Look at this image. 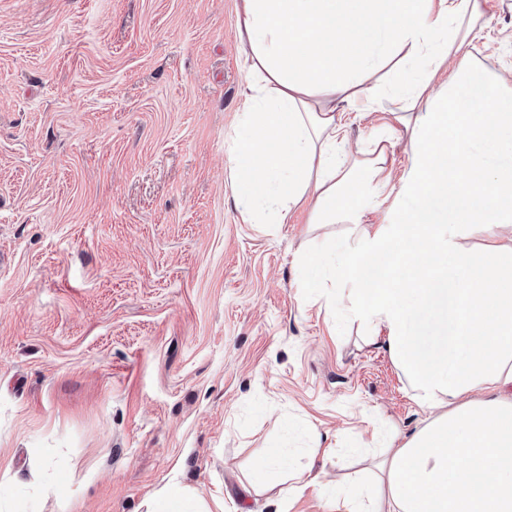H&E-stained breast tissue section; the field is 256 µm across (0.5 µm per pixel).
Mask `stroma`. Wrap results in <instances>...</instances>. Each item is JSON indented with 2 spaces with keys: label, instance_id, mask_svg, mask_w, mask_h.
Segmentation results:
<instances>
[{
  "label": "stroma",
  "instance_id": "1",
  "mask_svg": "<svg viewBox=\"0 0 512 512\" xmlns=\"http://www.w3.org/2000/svg\"><path fill=\"white\" fill-rule=\"evenodd\" d=\"M449 59L512 75V0ZM247 82L237 0H0V512H147L169 484L278 512L274 451L319 485L287 512H347L390 430L427 417L341 299L307 287L361 235L242 219L227 141ZM346 113L368 148L384 113ZM362 218L412 207L410 134Z\"/></svg>",
  "mask_w": 512,
  "mask_h": 512
}]
</instances>
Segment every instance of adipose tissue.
I'll return each mask as SVG.
<instances>
[{
  "instance_id": "ef3b65f1",
  "label": "adipose tissue",
  "mask_w": 512,
  "mask_h": 512,
  "mask_svg": "<svg viewBox=\"0 0 512 512\" xmlns=\"http://www.w3.org/2000/svg\"><path fill=\"white\" fill-rule=\"evenodd\" d=\"M237 14L249 92L231 175L278 223L308 200L311 223H359L365 187L390 180L383 139L364 157L337 153V103L427 102L403 185L416 204L392 235L369 236L346 310L432 416L348 490L351 512H512V243L464 244L474 228L512 224V163L474 150L512 151V86L461 65L429 91L481 31V0H238ZM452 264L463 277L449 279Z\"/></svg>"
}]
</instances>
